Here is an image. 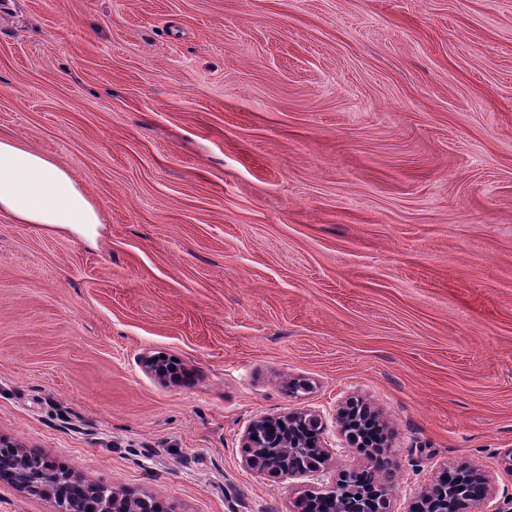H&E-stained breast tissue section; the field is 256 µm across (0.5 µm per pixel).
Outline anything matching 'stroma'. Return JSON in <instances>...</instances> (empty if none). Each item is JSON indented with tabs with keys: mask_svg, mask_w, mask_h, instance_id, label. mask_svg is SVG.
Masks as SVG:
<instances>
[{
	"mask_svg": "<svg viewBox=\"0 0 512 512\" xmlns=\"http://www.w3.org/2000/svg\"><path fill=\"white\" fill-rule=\"evenodd\" d=\"M2 134L103 222L0 218V438L165 512H295L366 457L331 431L283 482L247 427L353 400L392 512L443 466L512 500V0H0Z\"/></svg>",
	"mask_w": 512,
	"mask_h": 512,
	"instance_id": "obj_1",
	"label": "stroma"
}]
</instances>
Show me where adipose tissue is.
Returning <instances> with one entry per match:
<instances>
[{
  "instance_id": "adipose-tissue-1",
  "label": "adipose tissue",
  "mask_w": 512,
  "mask_h": 512,
  "mask_svg": "<svg viewBox=\"0 0 512 512\" xmlns=\"http://www.w3.org/2000/svg\"><path fill=\"white\" fill-rule=\"evenodd\" d=\"M59 227L102 223V211L72 172L20 141L0 137V216Z\"/></svg>"
}]
</instances>
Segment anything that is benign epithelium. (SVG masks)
<instances>
[{
    "mask_svg": "<svg viewBox=\"0 0 512 512\" xmlns=\"http://www.w3.org/2000/svg\"><path fill=\"white\" fill-rule=\"evenodd\" d=\"M274 420L254 421L244 437L247 449L246 464L260 475L276 477L281 481L330 468L333 454L324 441L325 424L321 416L301 412L289 416L282 430L271 432ZM336 423L347 442L354 443L363 432V424L379 426L374 417L360 416L349 407L336 414ZM357 474H342L335 486L325 493L336 501V512H391L390 495L379 482L356 489ZM476 483L482 488L479 503L492 496L487 476L476 468H460L452 472L444 468L435 473L430 484L417 496L411 512H472L477 504L466 498V489ZM17 488L22 492L42 493V480L21 469ZM102 512H144L143 499L112 493L102 502Z\"/></svg>",
    "mask_w": 512,
    "mask_h": 512,
    "instance_id": "benign-epithelium-1",
    "label": "benign epithelium"
}]
</instances>
